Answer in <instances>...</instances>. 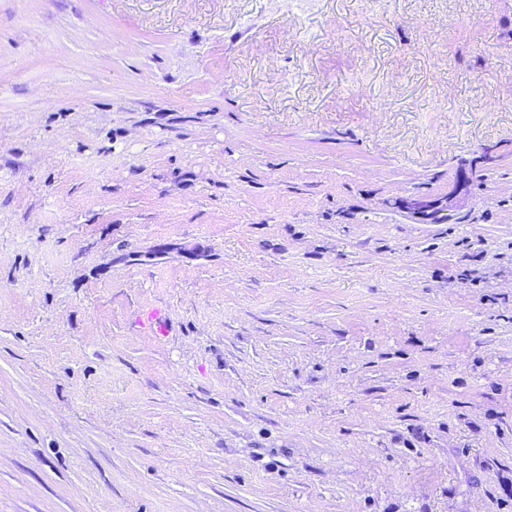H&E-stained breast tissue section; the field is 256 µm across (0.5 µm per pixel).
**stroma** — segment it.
Returning a JSON list of instances; mask_svg holds the SVG:
<instances>
[{
  "instance_id": "1",
  "label": "stroma",
  "mask_w": 512,
  "mask_h": 512,
  "mask_svg": "<svg viewBox=\"0 0 512 512\" xmlns=\"http://www.w3.org/2000/svg\"><path fill=\"white\" fill-rule=\"evenodd\" d=\"M0 512H512V0H0ZM469 179L467 168L460 171V176L454 189L448 193L444 201L439 199L410 198L401 204V208L423 220H430L449 211L454 194L464 190ZM138 323L157 338L167 337L170 333L168 317L159 309L147 311L138 319Z\"/></svg>"
}]
</instances>
